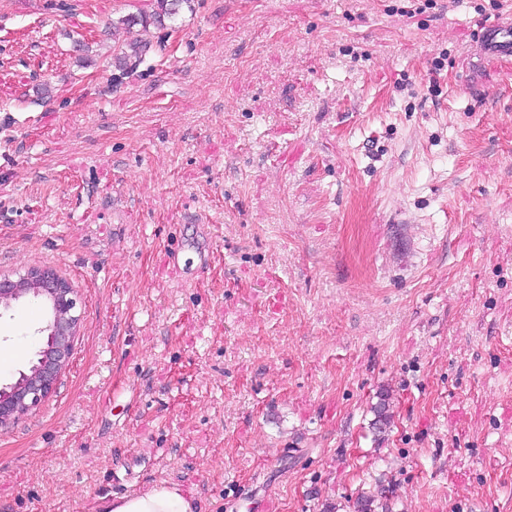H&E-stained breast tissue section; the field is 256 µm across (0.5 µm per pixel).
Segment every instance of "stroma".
<instances>
[{"label":"stroma","mask_w":512,"mask_h":512,"mask_svg":"<svg viewBox=\"0 0 512 512\" xmlns=\"http://www.w3.org/2000/svg\"><path fill=\"white\" fill-rule=\"evenodd\" d=\"M153 5L0 0V277L81 313L0 512H512V0H191L114 75ZM478 47L480 54L490 57L512 56V19L506 23L485 25ZM150 49V41L146 39H125L112 56V67L122 73L139 66ZM195 509L193 500L180 487L161 482L142 493L100 502L97 512H197Z\"/></svg>","instance_id":"stroma-1"}]
</instances>
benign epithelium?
Returning <instances> with one entry per match:
<instances>
[{
	"instance_id": "benign-epithelium-1",
	"label": "benign epithelium",
	"mask_w": 512,
	"mask_h": 512,
	"mask_svg": "<svg viewBox=\"0 0 512 512\" xmlns=\"http://www.w3.org/2000/svg\"><path fill=\"white\" fill-rule=\"evenodd\" d=\"M42 301L47 308L38 329L44 345L29 372L0 388V427L38 406L53 391L61 371L71 357L79 316L71 285L49 270H29L18 280L0 279V307L8 309L25 297Z\"/></svg>"
}]
</instances>
